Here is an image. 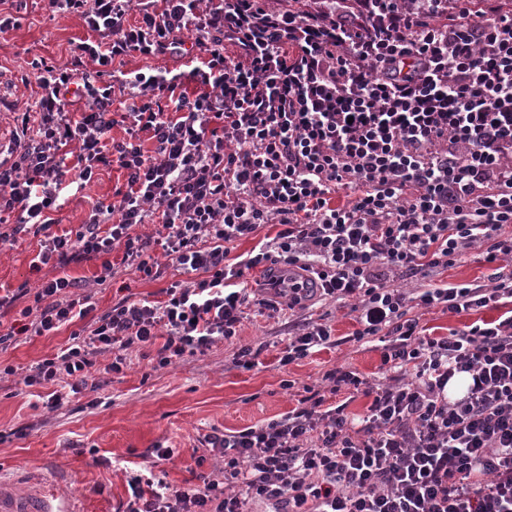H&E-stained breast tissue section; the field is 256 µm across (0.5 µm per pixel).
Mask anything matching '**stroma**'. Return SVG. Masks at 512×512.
<instances>
[{"mask_svg":"<svg viewBox=\"0 0 512 512\" xmlns=\"http://www.w3.org/2000/svg\"><path fill=\"white\" fill-rule=\"evenodd\" d=\"M89 35L78 16L52 18L42 0H26L19 28L0 33V82L7 86L6 97L21 105L34 101L33 89L15 83L27 63L38 57L66 63L74 45ZM123 181L119 170L105 169L83 189L71 192L53 214L60 229L85 222L92 206L111 201ZM38 250V238L29 234L0 244V286L35 289L42 277L62 274L78 281L81 293L91 295L101 312L126 295L154 302L165 298V281H149L133 272L96 285L101 271L97 259L33 272L30 262ZM494 271L472 252L434 273L429 282L440 288L486 284ZM309 312L331 327L338 346L279 366L295 318L285 310L271 318L250 307L237 336L215 344L206 355L156 368L132 353L123 373L92 372L81 393L54 411L45 408L38 388L24 385L23 377L31 366L66 348L83 324L78 321L47 336L20 337L0 350V487L34 493L52 484L74 498L80 512H124L129 474L149 468L174 486L185 485L199 473L222 479L224 459L206 447L204 435L216 430L235 433L281 418L304 397L307 387L318 385L323 373L336 366L373 383L383 381L381 344L351 341L356 322L349 307L317 299ZM504 313L501 307L461 314L435 307L422 311L420 325L427 335L446 336ZM243 346L260 348L258 367L235 366L234 355ZM8 366L13 369L9 375L4 372ZM158 446L173 449V456H151Z\"/></svg>","mask_w":512,"mask_h":512,"instance_id":"obj_1","label":"stroma"}]
</instances>
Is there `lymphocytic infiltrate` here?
Segmentation results:
<instances>
[{
    "instance_id": "f902f5d3",
    "label": "lymphocytic infiltrate",
    "mask_w": 512,
    "mask_h": 512,
    "mask_svg": "<svg viewBox=\"0 0 512 512\" xmlns=\"http://www.w3.org/2000/svg\"><path fill=\"white\" fill-rule=\"evenodd\" d=\"M93 32L65 64L30 63L40 93L6 104L0 144V243L33 234L32 271L98 259L148 280L180 279L165 301L123 297L96 313L65 276L0 295L16 309L0 349L83 322L69 345L23 382L51 386L58 409L103 354L119 374L131 351L157 366L235 337L252 302L241 285L258 266L300 267L273 279L260 308L351 302L355 342L379 339L385 381L344 367L280 419L205 435L224 478L177 487L130 477L125 512H512V316L447 337L421 335L417 313L498 307L512 270L490 284L400 288L472 250L512 259V9L505 0H45ZM234 45L236 54L226 53ZM188 55L187 73L115 72L125 57ZM194 90H186L184 79ZM122 98L123 112L112 109ZM123 126L117 140L110 132ZM117 166L125 182L78 229L56 234L53 211L75 172L89 183ZM345 204H336L338 196ZM154 220L156 234L136 233ZM279 230L237 262L235 242ZM331 329L296 323L288 365L335 346ZM459 374L470 382L449 397ZM368 398L354 423L340 392Z\"/></svg>"
}]
</instances>
